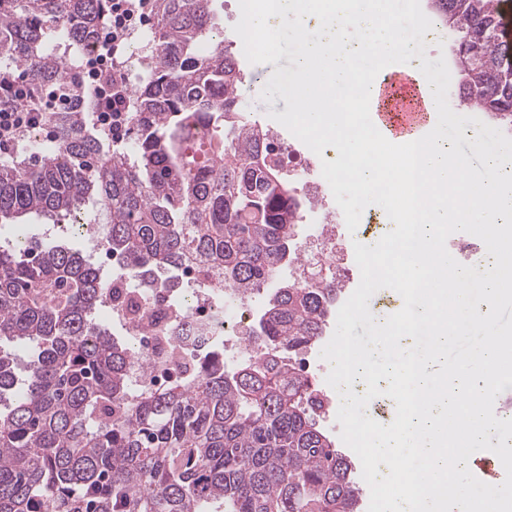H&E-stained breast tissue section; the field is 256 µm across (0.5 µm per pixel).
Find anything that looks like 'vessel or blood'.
<instances>
[{
	"label": "vessel or blood",
	"instance_id": "obj_1",
	"mask_svg": "<svg viewBox=\"0 0 512 512\" xmlns=\"http://www.w3.org/2000/svg\"><path fill=\"white\" fill-rule=\"evenodd\" d=\"M377 82L379 104L374 117L383 133L394 139L420 136L434 115L419 82L401 73L378 76Z\"/></svg>",
	"mask_w": 512,
	"mask_h": 512
}]
</instances>
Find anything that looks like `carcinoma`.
<instances>
[{
  "instance_id": "carcinoma-1",
  "label": "carcinoma",
  "mask_w": 512,
  "mask_h": 512,
  "mask_svg": "<svg viewBox=\"0 0 512 512\" xmlns=\"http://www.w3.org/2000/svg\"><path fill=\"white\" fill-rule=\"evenodd\" d=\"M112 0H0V76L21 71L75 112L28 141L34 159L0 161V224L29 216L106 225L126 280L166 288L194 257L224 286L273 285L235 368L198 363L132 396L134 351L96 321L106 280L79 251L31 236L0 245V512H361L354 464L319 426L320 391L292 354L323 336L336 289L280 280L295 262L305 195L242 112L239 55L214 42L213 0H154L155 26L130 91L123 151L95 127L93 88L73 57L111 25ZM504 0H430L455 32L458 85L512 130V39ZM207 130L189 152L194 127ZM33 345L24 387L4 342Z\"/></svg>"
}]
</instances>
